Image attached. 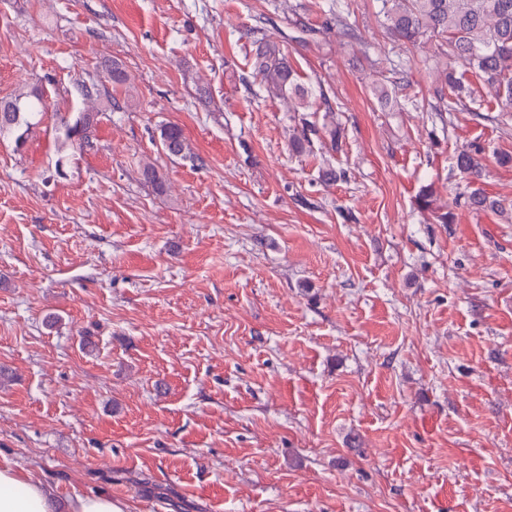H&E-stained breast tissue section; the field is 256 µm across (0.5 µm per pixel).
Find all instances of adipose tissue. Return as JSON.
Instances as JSON below:
<instances>
[{
    "instance_id": "ef3b65f1",
    "label": "adipose tissue",
    "mask_w": 512,
    "mask_h": 512,
    "mask_svg": "<svg viewBox=\"0 0 512 512\" xmlns=\"http://www.w3.org/2000/svg\"><path fill=\"white\" fill-rule=\"evenodd\" d=\"M0 512H130L125 501L106 495H51L41 482L23 470L0 465Z\"/></svg>"
}]
</instances>
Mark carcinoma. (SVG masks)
Here are the masks:
<instances>
[{"label":"carcinoma","mask_w":512,"mask_h":512,"mask_svg":"<svg viewBox=\"0 0 512 512\" xmlns=\"http://www.w3.org/2000/svg\"><path fill=\"white\" fill-rule=\"evenodd\" d=\"M378 14L385 21L387 33L409 49L423 39L436 42L439 55L448 58V67L438 73L450 94L443 108L454 112L471 98L462 76L472 72L484 82L499 101L503 112H512V0H378ZM325 24L336 28L344 38L354 37V30L339 11H329ZM250 67L266 91L285 102L293 103L291 111L300 114L301 128L292 137V146L301 151L312 143L319 132L317 123L308 119V90L299 82L279 46L267 36L255 40ZM45 103L38 92L18 94L4 99L0 110V138L12 137L16 147L25 143L29 129L41 120ZM96 126V113L77 112L63 116L55 127L57 139L76 149L89 145ZM162 150L175 157H187L191 149L181 129L162 125L159 129ZM457 170L464 174L469 187L456 195L455 201L476 211H506L501 201L476 186L483 172L482 149L465 147L454 157ZM417 206L436 214L439 224L456 222L455 210L436 205V191L424 186L416 197Z\"/></svg>","instance_id":"obj_1"}]
</instances>
